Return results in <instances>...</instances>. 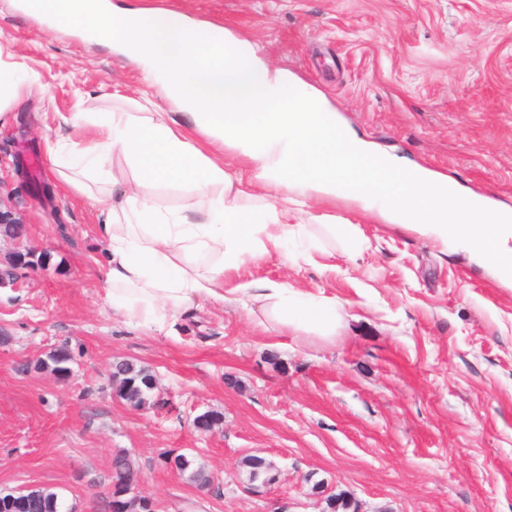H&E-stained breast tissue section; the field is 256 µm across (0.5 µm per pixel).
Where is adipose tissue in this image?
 <instances>
[{"instance_id": "ef3b65f1", "label": "adipose tissue", "mask_w": 512, "mask_h": 512, "mask_svg": "<svg viewBox=\"0 0 512 512\" xmlns=\"http://www.w3.org/2000/svg\"><path fill=\"white\" fill-rule=\"evenodd\" d=\"M46 3L58 25L138 61L145 82L160 86L182 112L177 118L158 111L146 95L131 112H77L72 126L94 128V139L82 145L66 137L49 148L75 191L88 193L94 184L105 191L97 232L106 246L103 300L113 312L149 327L199 300H223L225 280L244 262L273 251L288 260L294 247L317 248L298 219L336 200L464 254L512 284V224L477 219L490 210L486 199L458 191L451 204H436L420 187L441 176L422 167L409 184L385 178L370 165L375 149L310 87L261 61L247 39L167 9ZM203 139L243 158L247 168L227 173L200 148ZM116 152L133 178L113 173ZM167 185L189 191L185 207L161 209L145 192ZM192 211L201 221L189 220ZM237 291L286 332L330 341L342 322L335 302L283 282L252 281Z\"/></svg>"}]
</instances>
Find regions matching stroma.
Instances as JSON below:
<instances>
[{
	"instance_id": "35a3bbf8",
	"label": "stroma",
	"mask_w": 512,
	"mask_h": 512,
	"mask_svg": "<svg viewBox=\"0 0 512 512\" xmlns=\"http://www.w3.org/2000/svg\"><path fill=\"white\" fill-rule=\"evenodd\" d=\"M219 24L319 90L340 119L398 165L423 166L512 209V0H113ZM0 0V49L34 73L0 120V193L48 265L0 285V490L57 492L68 512H109L112 460L135 463L155 512H324L325 481L361 512H512V286L463 254L318 208L320 249L243 265L225 302L203 300L163 327L129 324L100 295L99 210L49 160L75 112H128L138 65ZM329 224L369 239L347 261ZM268 279L335 299L332 342L262 330L235 285ZM71 353L61 380L36 364ZM120 361L157 380L145 408L117 396ZM223 415L197 431L196 416ZM184 454L209 486L168 469ZM258 456L275 485L249 482Z\"/></svg>"
}]
</instances>
